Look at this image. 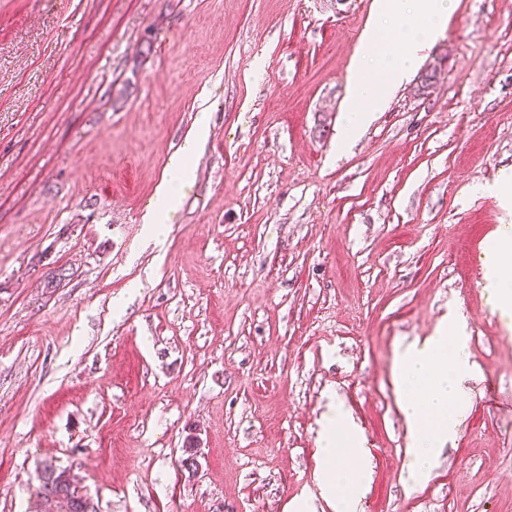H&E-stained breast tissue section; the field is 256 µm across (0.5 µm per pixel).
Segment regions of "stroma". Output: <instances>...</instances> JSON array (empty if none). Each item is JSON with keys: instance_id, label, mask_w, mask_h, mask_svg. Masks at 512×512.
Returning <instances> with one entry per match:
<instances>
[{"instance_id": "obj_1", "label": "stroma", "mask_w": 512, "mask_h": 512, "mask_svg": "<svg viewBox=\"0 0 512 512\" xmlns=\"http://www.w3.org/2000/svg\"><path fill=\"white\" fill-rule=\"evenodd\" d=\"M374 21V0H0V512H41L47 462L99 512H335L339 413L369 453L357 512H512V318L485 280L512 238L488 190L512 171V0H456L343 146ZM443 327L473 371L416 481L394 362ZM195 118L191 129L187 132L179 149L181 161L176 167L167 170L156 189L157 207L143 218L147 234L152 238L159 239L164 234V225L160 221V212L168 218L171 213L176 212L183 200L180 193V185L193 179L194 162L202 153L204 143L209 130L208 108L201 107ZM322 447L321 451L324 461L322 489L325 496L335 501L336 512H355L361 474L357 472L355 475H345L337 470L338 432L336 429V418L329 420ZM343 484L347 490L343 489Z\"/></svg>"}]
</instances>
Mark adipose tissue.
<instances>
[{
    "label": "adipose tissue",
    "mask_w": 512,
    "mask_h": 512,
    "mask_svg": "<svg viewBox=\"0 0 512 512\" xmlns=\"http://www.w3.org/2000/svg\"><path fill=\"white\" fill-rule=\"evenodd\" d=\"M376 20H403L416 14L422 26L396 29L399 49L395 54L375 53L372 46L359 47L357 65L350 77V96L353 101L343 117L344 138L354 137L371 119L372 107L382 106L391 84L406 77L416 66L420 53L427 47L432 33L443 29L454 11L455 0H376ZM209 130V111L200 109L195 122L180 147L181 161L167 170L156 189L157 209L144 216L146 231L160 238L164 226L161 215L176 212L183 197L180 187L191 181L194 161L204 148ZM469 370L467 360L449 344L447 336L433 337L421 349L397 357L395 364L396 391L408 421L414 427L409 472L412 477L423 476L431 466L436 443L452 430L447 419L455 411L459 397L458 380ZM338 432L328 424L322 448L324 461L322 489L336 503V512H356L360 475H347L336 466Z\"/></svg>",
    "instance_id": "1"
}]
</instances>
